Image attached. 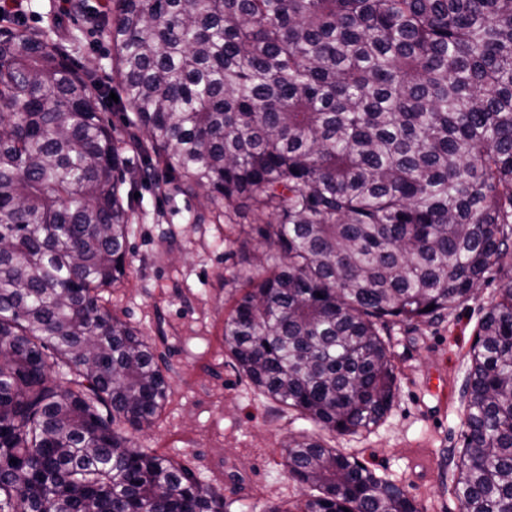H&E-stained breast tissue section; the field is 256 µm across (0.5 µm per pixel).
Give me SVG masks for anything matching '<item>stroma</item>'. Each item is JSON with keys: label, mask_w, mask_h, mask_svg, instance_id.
Segmentation results:
<instances>
[{"label": "stroma", "mask_w": 512, "mask_h": 512, "mask_svg": "<svg viewBox=\"0 0 512 512\" xmlns=\"http://www.w3.org/2000/svg\"><path fill=\"white\" fill-rule=\"evenodd\" d=\"M85 36L74 61L97 85L116 89L111 39L96 27ZM123 190L133 195L130 267L105 291V304L150 337L170 384L153 423L129 430L136 447L172 456L222 489L224 512H267L299 499L282 462L289 440L309 434L399 486L419 512H458L448 456L463 446L467 354L497 284L481 286L443 321L390 326L400 381L391 410L372 432L335 435L255 395L224 352V319L236 295L227 280L240 257L224 246L221 204L182 194L173 179L158 187L135 177Z\"/></svg>", "instance_id": "1"}]
</instances>
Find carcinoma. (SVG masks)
Instances as JSON below:
<instances>
[{"instance_id": "carcinoma-1", "label": "carcinoma", "mask_w": 512, "mask_h": 512, "mask_svg": "<svg viewBox=\"0 0 512 512\" xmlns=\"http://www.w3.org/2000/svg\"><path fill=\"white\" fill-rule=\"evenodd\" d=\"M104 25L126 140L53 26L0 25V512H224L121 435L169 391L149 338L100 304L127 272L133 157L223 203L244 263L224 350L338 435L396 397L387 324L442 320L503 272L453 491L458 512H512V0H112ZM283 465L304 500L269 512H418L310 435Z\"/></svg>"}]
</instances>
